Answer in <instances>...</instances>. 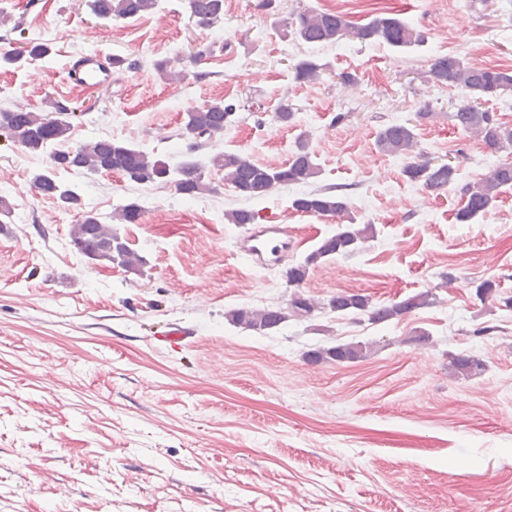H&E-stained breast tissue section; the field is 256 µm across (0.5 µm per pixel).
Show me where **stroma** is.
I'll list each match as a JSON object with an SVG mask.
<instances>
[{
    "mask_svg": "<svg viewBox=\"0 0 512 512\" xmlns=\"http://www.w3.org/2000/svg\"><path fill=\"white\" fill-rule=\"evenodd\" d=\"M302 7L359 24L395 16L426 40L310 46L285 26ZM17 24L52 51L0 63V108L76 107L72 144L121 139L174 167L186 157L187 108L249 97L254 109L196 153L212 190L195 198L169 182L58 172L144 257L139 274L79 255L69 239L77 211L31 184L48 153L0 136V195L13 205L0 228V512H512V310L501 304L512 296V187L462 224L459 190L435 196L407 182L405 158L375 145L382 125L428 108L436 117L418 126V144L455 164L460 182L512 159L451 125L462 95L429 73L448 54L512 68V0H224L209 29L184 0L127 20L96 18L86 0H0V35ZM202 44L213 52L193 64ZM87 53L133 67L106 91L74 85L68 66ZM306 57L323 70L301 85L293 66ZM285 98L299 107L290 126L275 117ZM339 112L349 120L332 124ZM302 132L320 167L315 186L342 187L376 236L312 266L301 290L321 310L256 333L227 313L286 306L292 289L282 269L237 252L245 229L225 211L245 205L258 223L287 225L292 263L338 220L293 211L296 186L242 201L209 160L239 152L278 167ZM131 200L142 216L121 223L116 210ZM485 280L497 300L476 298ZM427 290L434 304L378 325L325 307L339 292L387 302ZM482 322L498 333L474 338ZM178 324L193 337L162 343ZM358 340L371 350L354 363L306 357ZM460 354L483 370L458 374Z\"/></svg>",
    "mask_w": 512,
    "mask_h": 512,
    "instance_id": "35a3bbf8",
    "label": "stroma"
}]
</instances>
